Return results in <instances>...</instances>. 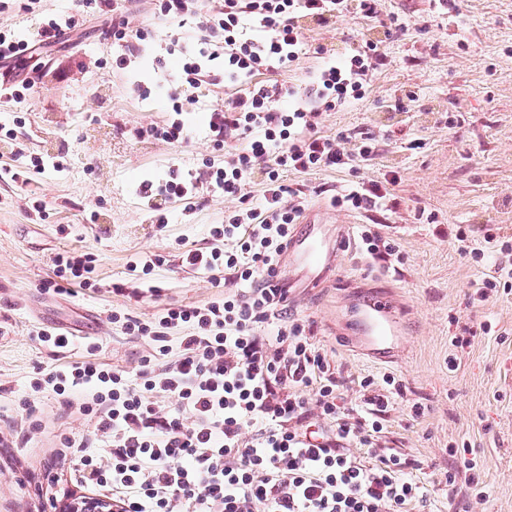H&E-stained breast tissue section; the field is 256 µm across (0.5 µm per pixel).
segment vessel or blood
Here are the masks:
<instances>
[{"instance_id":"vessel-or-blood-1","label":"vessel or blood","mask_w":512,"mask_h":512,"mask_svg":"<svg viewBox=\"0 0 512 512\" xmlns=\"http://www.w3.org/2000/svg\"><path fill=\"white\" fill-rule=\"evenodd\" d=\"M304 222L310 227L309 233L293 236L282 256L288 264V286L292 289L313 287L326 271L337 266L353 231L352 225L346 222H332L331 211L325 207L308 209ZM330 222L336 225V235L329 242L323 238L320 227ZM359 313L360 329L346 332V340L357 343L376 361L394 362L402 348V329L391 291H377L360 305Z\"/></svg>"}]
</instances>
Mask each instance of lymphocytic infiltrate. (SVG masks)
Masks as SVG:
<instances>
[{
    "instance_id": "f902f5d3",
    "label": "lymphocytic infiltrate",
    "mask_w": 512,
    "mask_h": 512,
    "mask_svg": "<svg viewBox=\"0 0 512 512\" xmlns=\"http://www.w3.org/2000/svg\"><path fill=\"white\" fill-rule=\"evenodd\" d=\"M87 2L111 11L115 63L126 65L144 30L131 27L121 0ZM155 10L180 24L203 19L213 41L183 60L182 80L168 92L175 117L150 127V137L174 146L187 140L181 114L210 75L206 61L223 59L224 80L237 87L208 126L216 144L240 148L207 172L235 207L212 229V246L182 257L223 277L224 289L205 304L166 305L146 320L113 311L110 322L149 347L132 372L95 358L93 343L85 357L69 359L71 336L39 331L40 345L62 361L38 371L33 398L53 395L92 424L87 433L60 435L61 454L118 512H414L426 498L398 456L367 465L350 452L354 444L377 447L388 396L366 378L358 402L345 406L346 379L312 343L306 321L289 314L278 273L307 203L302 189L286 184L287 173H357L328 189L335 208L399 205L395 171L359 176L378 151L374 132L320 131L324 115L365 97L384 54L369 41L335 59L304 36L308 26H329L346 13L377 17L378 0H155ZM303 55L322 64L301 87L285 74ZM485 241L486 249L472 251L497 269L483 280L484 292L512 291V244L490 232ZM97 261L91 252L57 254L49 287L99 288Z\"/></svg>"
}]
</instances>
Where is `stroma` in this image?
Returning a JSON list of instances; mask_svg holds the SVG:
<instances>
[{"instance_id":"obj_1","label":"stroma","mask_w":512,"mask_h":512,"mask_svg":"<svg viewBox=\"0 0 512 512\" xmlns=\"http://www.w3.org/2000/svg\"><path fill=\"white\" fill-rule=\"evenodd\" d=\"M0 0V31L37 40L50 17L75 18L58 43L42 49L27 90L0 102V122L15 136L0 139V429L18 428L14 408L37 369L56 364L37 333L45 326L77 332L75 354L97 343L98 358L136 370L145 343L108 320L119 310L146 319L160 305H200L215 294L208 274L182 266L180 254L211 244L233 203L206 183V162L223 165L206 115L222 107L223 79L203 82L183 119L192 134L174 147L145 136L169 119L165 90L179 78L182 53L207 39L205 26L187 21L179 36L158 18L152 0H136L132 27L147 29L139 54L124 68L112 65L104 36L108 15L87 13L82 0ZM382 16L407 28L387 37L372 19L354 14L329 28L312 27L306 39L344 52L353 41H380L387 63L373 76L363 101L327 114L325 134L368 128L380 135L377 155L361 171L374 179L396 170L395 210L355 214L400 250V261L374 260L351 245L340 258L347 285L300 290L290 304L304 318L312 341L350 382L346 401L367 376L391 377L380 391L392 406L384 415L378 454L356 447L362 463L398 455L423 487L425 512H512V292L479 296L491 265L470 251L486 228L512 242V0H379ZM413 95L411 111L394 108ZM389 129L398 139H385ZM63 160L54 169L52 158ZM46 161L36 172L31 161ZM194 178L192 198L168 203L169 223L157 229L155 207L144 206V183L170 172ZM464 228L466 240L455 237ZM99 257L103 291L45 292L52 259L61 251ZM158 258L152 277L159 297L133 302L108 292L128 277L137 255ZM394 292L405 314L406 348L397 362L378 367L356 348L339 345L352 305L376 287ZM464 346H457V339ZM423 416H414L415 407ZM43 432L0 447V512H52L48 496L84 495L78 473L57 455V436L85 429L84 418L42 399Z\"/></svg>"}]
</instances>
